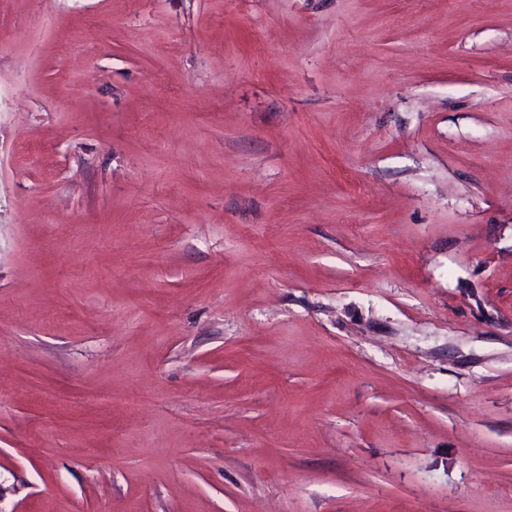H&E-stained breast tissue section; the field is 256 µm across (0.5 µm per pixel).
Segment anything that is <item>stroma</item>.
Here are the masks:
<instances>
[{
  "label": "stroma",
  "mask_w": 512,
  "mask_h": 512,
  "mask_svg": "<svg viewBox=\"0 0 512 512\" xmlns=\"http://www.w3.org/2000/svg\"><path fill=\"white\" fill-rule=\"evenodd\" d=\"M0 512H512V0H0Z\"/></svg>",
  "instance_id": "35a3bbf8"
}]
</instances>
